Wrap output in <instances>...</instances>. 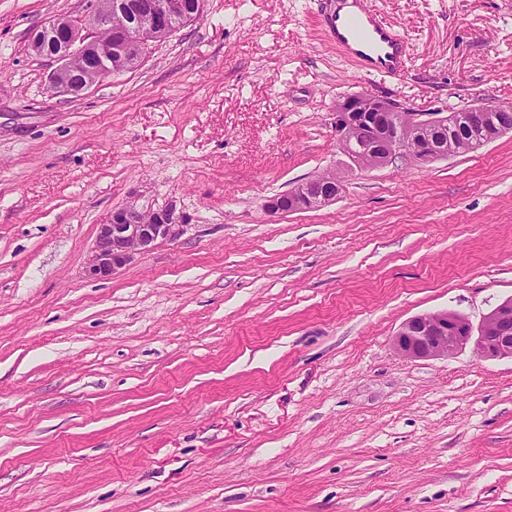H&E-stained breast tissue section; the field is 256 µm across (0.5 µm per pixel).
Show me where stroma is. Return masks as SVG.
<instances>
[{"instance_id": "1", "label": "stroma", "mask_w": 512, "mask_h": 512, "mask_svg": "<svg viewBox=\"0 0 512 512\" xmlns=\"http://www.w3.org/2000/svg\"><path fill=\"white\" fill-rule=\"evenodd\" d=\"M90 0H0V512H512V359L409 360V318L512 298V132L347 170L331 112L512 103V0H370L400 78L321 0H207L133 71L51 90L31 32ZM340 168L333 204L271 197ZM184 232L109 279L131 199ZM336 49L373 77H401L407 47L399 33L367 5V0H336L323 21Z\"/></svg>"}]
</instances>
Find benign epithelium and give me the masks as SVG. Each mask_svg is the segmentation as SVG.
Here are the masks:
<instances>
[{"label": "benign epithelium", "instance_id": "obj_1", "mask_svg": "<svg viewBox=\"0 0 512 512\" xmlns=\"http://www.w3.org/2000/svg\"><path fill=\"white\" fill-rule=\"evenodd\" d=\"M179 0H136L126 7L122 2L105 9L96 6L79 27L65 18L35 30L31 47L42 57L57 62L50 76L51 87L74 97L94 83L112 75V54L142 55L147 45L139 39L144 22L170 37L168 21ZM122 23L112 22V13ZM512 115V104L479 102L467 107L468 122L486 131V139L512 132V122L502 114ZM459 115L454 112H418L386 97L363 92L336 102L332 113L340 151L353 155L360 168H375L398 160L428 163L448 158V144L442 133L454 128ZM342 191L336 173L319 176L296 185L285 194L273 197L268 209L275 213H294L320 209L335 202ZM183 232V225L171 209H153L127 204L112 211L99 225L93 247L86 257V271L95 279L116 275L135 256L151 251L160 241H173ZM396 351L413 359L448 357L468 346L481 358L512 359V298L489 312L478 326L453 311L421 314L406 320L394 339Z\"/></svg>", "mask_w": 512, "mask_h": 512}]
</instances>
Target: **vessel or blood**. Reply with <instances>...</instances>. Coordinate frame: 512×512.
Masks as SVG:
<instances>
[{
    "mask_svg": "<svg viewBox=\"0 0 512 512\" xmlns=\"http://www.w3.org/2000/svg\"><path fill=\"white\" fill-rule=\"evenodd\" d=\"M323 26L337 50L373 77H399L407 67V47L399 33L367 5L336 0Z\"/></svg>",
    "mask_w": 512,
    "mask_h": 512,
    "instance_id": "b4317fda",
    "label": "vessel or blood"
}]
</instances>
